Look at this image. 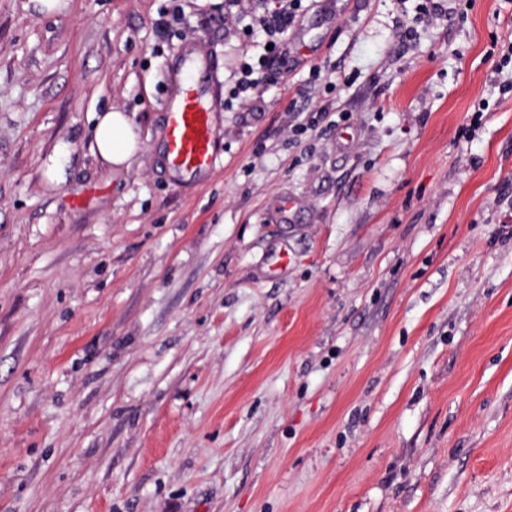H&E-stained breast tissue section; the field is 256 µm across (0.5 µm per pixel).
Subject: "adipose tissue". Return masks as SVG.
Instances as JSON below:
<instances>
[{
  "label": "adipose tissue",
  "instance_id": "1",
  "mask_svg": "<svg viewBox=\"0 0 512 512\" xmlns=\"http://www.w3.org/2000/svg\"><path fill=\"white\" fill-rule=\"evenodd\" d=\"M94 149L108 166H128L139 151V140L125 112L110 109L97 114L93 127Z\"/></svg>",
  "mask_w": 512,
  "mask_h": 512
}]
</instances>
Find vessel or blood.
Segmentation results:
<instances>
[{"label":"vessel or blood","instance_id":"vessel-or-blood-1","mask_svg":"<svg viewBox=\"0 0 512 512\" xmlns=\"http://www.w3.org/2000/svg\"><path fill=\"white\" fill-rule=\"evenodd\" d=\"M200 50L193 42L184 45L177 68L168 74L178 91L165 105L164 153L174 171L187 175L206 174L215 165L210 70L195 60Z\"/></svg>","mask_w":512,"mask_h":512}]
</instances>
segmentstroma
<instances>
[{
    "label": "stroma",
    "instance_id": "obj_1",
    "mask_svg": "<svg viewBox=\"0 0 512 512\" xmlns=\"http://www.w3.org/2000/svg\"><path fill=\"white\" fill-rule=\"evenodd\" d=\"M70 4L0 0V512H512V7L304 0L228 108L257 39L227 0ZM201 54L200 62L193 56ZM178 69L168 78L178 87L165 105L164 153L169 166L180 174L203 175L214 168V123L210 106V69L200 45L187 43L178 55ZM189 63L185 85L178 86L182 66ZM94 149L97 156L108 166H129L139 151V140L125 112L110 109L96 115L93 127Z\"/></svg>",
    "mask_w": 512,
    "mask_h": 512
}]
</instances>
